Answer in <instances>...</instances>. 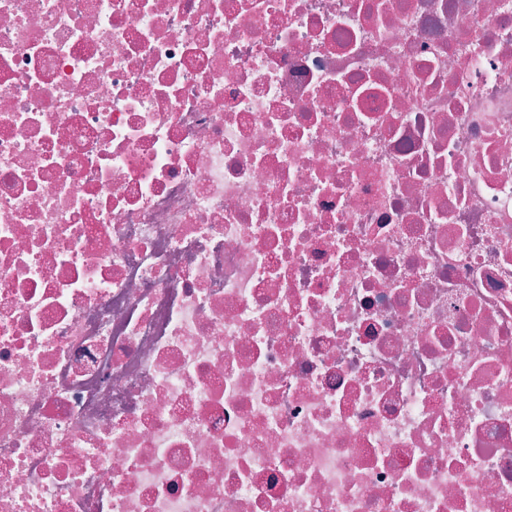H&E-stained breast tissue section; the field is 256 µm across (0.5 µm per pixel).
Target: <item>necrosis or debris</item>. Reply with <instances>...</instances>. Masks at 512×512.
I'll list each match as a JSON object with an SVG mask.
<instances>
[{
    "instance_id": "necrosis-or-debris-1",
    "label": "necrosis or debris",
    "mask_w": 512,
    "mask_h": 512,
    "mask_svg": "<svg viewBox=\"0 0 512 512\" xmlns=\"http://www.w3.org/2000/svg\"><path fill=\"white\" fill-rule=\"evenodd\" d=\"M0 512H512V0H0Z\"/></svg>"
}]
</instances>
